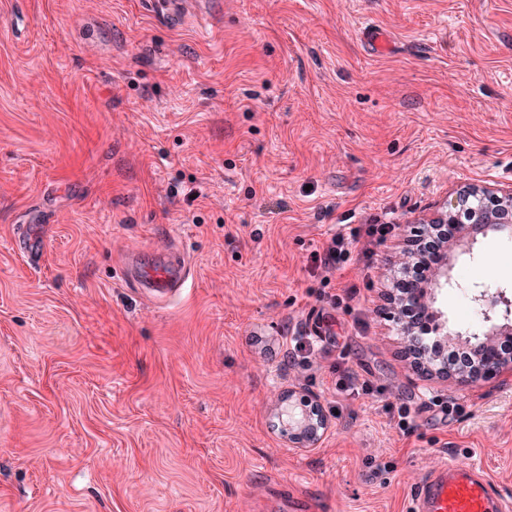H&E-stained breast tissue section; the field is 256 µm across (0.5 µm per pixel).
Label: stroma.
Masks as SVG:
<instances>
[{"mask_svg": "<svg viewBox=\"0 0 512 512\" xmlns=\"http://www.w3.org/2000/svg\"><path fill=\"white\" fill-rule=\"evenodd\" d=\"M223 4L205 34L146 0H0V512H265L280 491L407 512L452 462L512 499V372L421 377L385 314L412 224L462 186L512 187V0ZM362 224L394 231L311 271ZM23 225L41 260L14 250ZM168 250L193 269L180 294L122 280ZM479 251L458 268L511 287L512 244ZM343 370L375 394L289 447L281 396L330 408ZM301 336H292L293 353L291 356L294 365L305 368L310 363V357L315 354L316 345L304 333Z\"/></svg>", "mask_w": 512, "mask_h": 512, "instance_id": "35a3bbf8", "label": "stroma"}]
</instances>
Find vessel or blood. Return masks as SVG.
<instances>
[{"mask_svg":"<svg viewBox=\"0 0 512 512\" xmlns=\"http://www.w3.org/2000/svg\"><path fill=\"white\" fill-rule=\"evenodd\" d=\"M152 12L167 25L177 26L187 11H194L204 26H211L215 0H147ZM126 281L139 291L162 298L179 293L189 271L184 262L164 255L155 264L145 265L130 259L122 270ZM410 512H512L478 469L449 463L428 471L417 483L411 497Z\"/></svg>","mask_w":512,"mask_h":512,"instance_id":"vessel-or-blood-1","label":"vessel or blood"}]
</instances>
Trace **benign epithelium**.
I'll use <instances>...</instances> for the list:
<instances>
[{"mask_svg":"<svg viewBox=\"0 0 512 512\" xmlns=\"http://www.w3.org/2000/svg\"><path fill=\"white\" fill-rule=\"evenodd\" d=\"M448 224L455 225L457 233L445 244L444 256L433 268L428 281L416 291L425 312L434 316L439 314L435 304L441 290L452 285L454 258L467 255L472 260L477 259L475 245L479 239L490 234H506L512 237V189L469 184L452 193L440 210L411 226L410 235L404 240L397 273H405V265L417 255V247ZM398 285L400 278H393L392 288L388 291V317L405 340V356L410 359L412 369L428 377L434 374L448 378L458 385L467 386L512 368V358H506L498 352L501 340L512 337V297H508L506 291L499 288L492 291L486 285L473 290L474 301L484 309L486 325L475 336L458 332L449 337V340L474 348L477 363L471 367L452 368L440 355L418 340L413 325L403 316L404 298L399 294ZM279 416L282 435L288 438L289 443L300 447L317 445L329 428L327 415L316 402L300 411L290 404L281 409Z\"/></svg>","mask_w":512,"mask_h":512,"instance_id":"obj_1","label":"benign epithelium"}]
</instances>
